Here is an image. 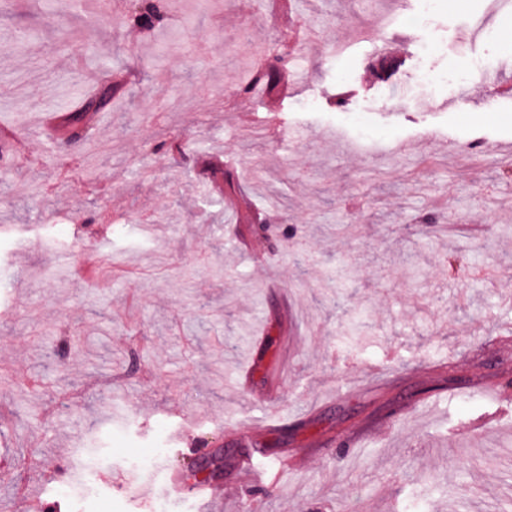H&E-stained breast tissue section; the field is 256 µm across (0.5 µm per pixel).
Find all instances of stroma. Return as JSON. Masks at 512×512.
Listing matches in <instances>:
<instances>
[{
	"instance_id": "stroma-1",
	"label": "stroma",
	"mask_w": 512,
	"mask_h": 512,
	"mask_svg": "<svg viewBox=\"0 0 512 512\" xmlns=\"http://www.w3.org/2000/svg\"><path fill=\"white\" fill-rule=\"evenodd\" d=\"M131 5L0 0V512H512V96L476 76L512 87V0H181L138 42ZM282 54L287 89L234 93ZM270 366L285 424L241 442ZM293 448L275 496L238 480ZM198 455L208 500L169 483Z\"/></svg>"
}]
</instances>
